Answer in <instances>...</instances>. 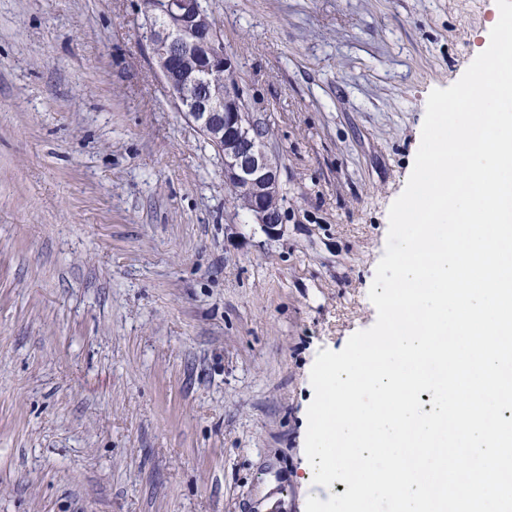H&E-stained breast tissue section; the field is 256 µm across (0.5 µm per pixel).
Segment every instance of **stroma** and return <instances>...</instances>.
I'll list each match as a JSON object with an SVG mask.
<instances>
[{"mask_svg":"<svg viewBox=\"0 0 512 512\" xmlns=\"http://www.w3.org/2000/svg\"><path fill=\"white\" fill-rule=\"evenodd\" d=\"M281 230L160 81L141 0H0V512H305L310 370L370 328L429 93L492 0H201Z\"/></svg>","mask_w":512,"mask_h":512,"instance_id":"35a3bbf8","label":"stroma"}]
</instances>
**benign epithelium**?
<instances>
[{
    "mask_svg": "<svg viewBox=\"0 0 512 512\" xmlns=\"http://www.w3.org/2000/svg\"><path fill=\"white\" fill-rule=\"evenodd\" d=\"M149 49L178 109L224 158V180L242 189L243 208L271 234L280 225L278 165L258 136L236 80L234 58L200 0H144ZM209 87L200 90V77Z\"/></svg>",
    "mask_w": 512,
    "mask_h": 512,
    "instance_id": "obj_1",
    "label": "benign epithelium"
}]
</instances>
